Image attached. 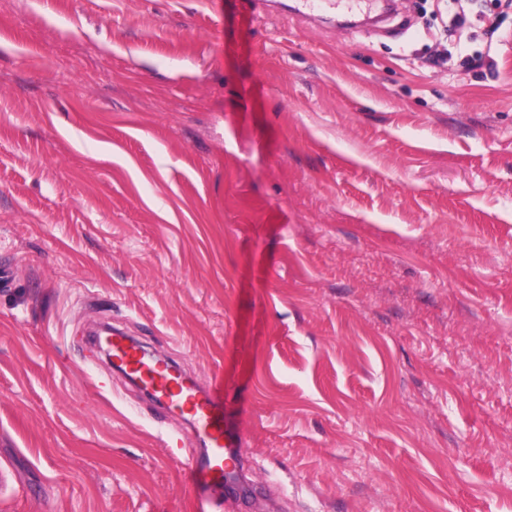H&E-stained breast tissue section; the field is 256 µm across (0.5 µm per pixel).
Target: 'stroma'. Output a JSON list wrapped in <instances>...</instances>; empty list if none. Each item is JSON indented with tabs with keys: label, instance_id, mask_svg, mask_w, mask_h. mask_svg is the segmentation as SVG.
I'll list each match as a JSON object with an SVG mask.
<instances>
[{
	"label": "stroma",
	"instance_id": "stroma-1",
	"mask_svg": "<svg viewBox=\"0 0 512 512\" xmlns=\"http://www.w3.org/2000/svg\"><path fill=\"white\" fill-rule=\"evenodd\" d=\"M398 9L0 0V512H512V8ZM98 322L223 380L251 501Z\"/></svg>",
	"mask_w": 512,
	"mask_h": 512
}]
</instances>
